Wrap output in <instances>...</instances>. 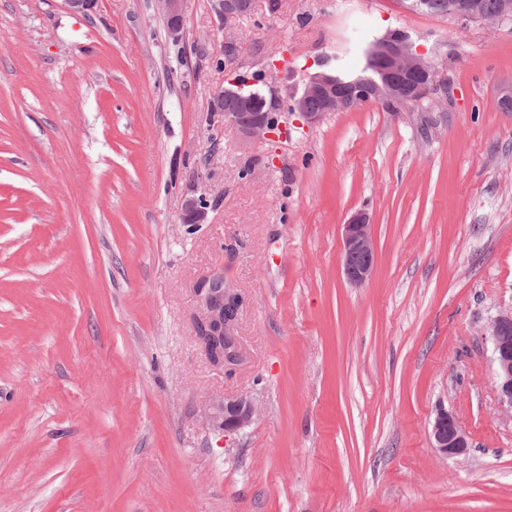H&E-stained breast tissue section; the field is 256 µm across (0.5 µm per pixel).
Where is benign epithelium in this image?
<instances>
[{"label":"benign epithelium","mask_w":512,"mask_h":512,"mask_svg":"<svg viewBox=\"0 0 512 512\" xmlns=\"http://www.w3.org/2000/svg\"><path fill=\"white\" fill-rule=\"evenodd\" d=\"M168 35L181 38L190 0H157ZM254 0H214L217 17L228 25L253 12ZM448 13L466 23L481 16L479 0H450ZM241 42L230 34L224 37V68L235 70L240 65ZM368 74L343 79L335 72L319 71L308 75L300 95L293 96L289 111L301 117L306 126H315L331 112H342L364 105L416 103L431 93L445 88L438 69L414 47L410 37L401 31H389L377 38L367 51ZM231 96L240 104L238 112L224 111V98ZM312 100L320 109H309ZM211 114L224 119V124L237 129L249 144L267 142L277 132L287 131L285 113L280 111L279 97L274 91L263 94L257 83L234 79L218 87L210 101ZM186 223L202 224L207 219L206 194L183 200ZM376 252L370 217L364 211L353 214L341 230L339 263L346 281L360 287L370 281L375 271ZM199 309L195 317L196 339L208 364L222 370L237 361L238 351L233 335L242 304L240 294L224 280V272L214 271L198 278L193 286ZM492 367L494 384L500 401L512 408V313L498 316L492 326ZM257 407L248 396L202 400L199 417L202 425L218 433L240 432L254 421ZM431 447L443 458L466 454L470 443L455 416L447 410L437 412L429 434Z\"/></svg>","instance_id":"obj_1"}]
</instances>
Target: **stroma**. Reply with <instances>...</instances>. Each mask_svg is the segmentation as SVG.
<instances>
[{
    "label": "stroma",
    "mask_w": 512,
    "mask_h": 512,
    "mask_svg": "<svg viewBox=\"0 0 512 512\" xmlns=\"http://www.w3.org/2000/svg\"><path fill=\"white\" fill-rule=\"evenodd\" d=\"M240 75L282 105L389 30L446 92L243 145L211 118L224 24L192 0H0V512H512V408L487 337L512 312V24L402 0H256ZM284 58L273 64L271 52ZM213 200L203 224L184 198ZM366 211L376 270L339 267ZM243 298L213 370L193 284ZM259 408L223 437L204 397ZM466 455L442 458L438 408ZM156 1L158 2L159 9L166 20L169 37L173 40H178L182 36L185 15L188 3L191 0ZM431 447L443 458H453L466 454L470 443L452 413L445 409L437 412L429 434Z\"/></svg>",
    "instance_id": "stroma-1"
}]
</instances>
